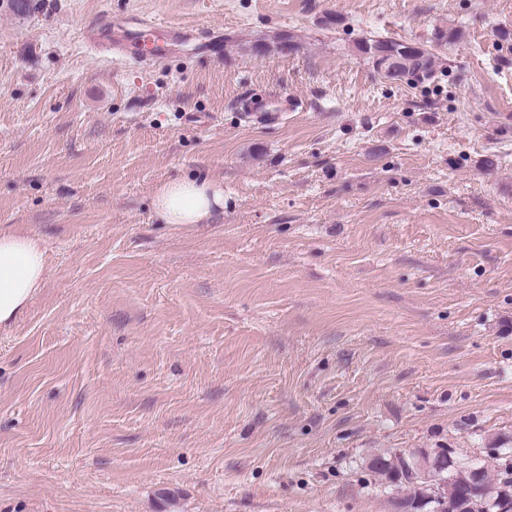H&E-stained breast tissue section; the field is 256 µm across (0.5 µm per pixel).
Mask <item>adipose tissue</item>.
Wrapping results in <instances>:
<instances>
[{"instance_id": "ef3b65f1", "label": "adipose tissue", "mask_w": 512, "mask_h": 512, "mask_svg": "<svg viewBox=\"0 0 512 512\" xmlns=\"http://www.w3.org/2000/svg\"><path fill=\"white\" fill-rule=\"evenodd\" d=\"M224 206V189L206 178L165 181L153 190L154 213L165 224L192 228ZM45 247L19 230H0V327L12 323L42 287Z\"/></svg>"}]
</instances>
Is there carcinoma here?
<instances>
[{"instance_id":"obj_1","label":"carcinoma","mask_w":512,"mask_h":512,"mask_svg":"<svg viewBox=\"0 0 512 512\" xmlns=\"http://www.w3.org/2000/svg\"><path fill=\"white\" fill-rule=\"evenodd\" d=\"M383 47L402 55L405 69L412 76L413 82L419 83L433 74L436 56L426 45L419 43L417 49L411 44L392 37L362 39L356 42L355 49L368 62L374 71L384 80L389 76L373 63L372 51ZM419 454L435 460L445 472L450 482L448 498L453 502V512H512V494L501 496V484L508 472L512 471V448H504L496 443L490 448L488 457L491 462L463 461L448 454V449L437 451H419ZM397 454L382 453L373 456L367 463V469L375 483L384 489L395 490L392 500H401L412 505L414 512H423L415 506L419 493L409 477L397 474L395 460Z\"/></svg>"}]
</instances>
